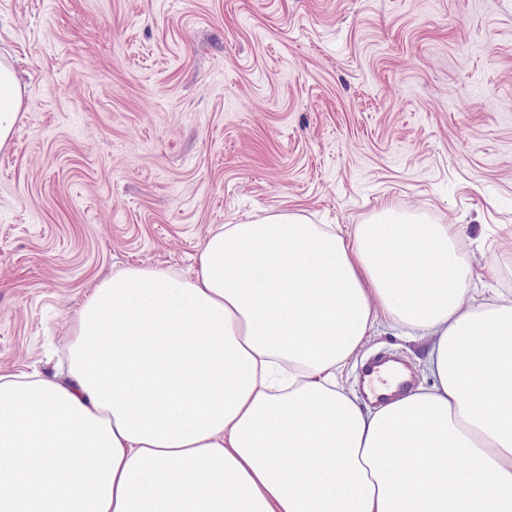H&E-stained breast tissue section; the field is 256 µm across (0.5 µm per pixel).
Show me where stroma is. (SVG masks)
<instances>
[{
  "mask_svg": "<svg viewBox=\"0 0 512 512\" xmlns=\"http://www.w3.org/2000/svg\"><path fill=\"white\" fill-rule=\"evenodd\" d=\"M28 92L0 150V366L51 349L94 280L189 270L206 230L271 210L462 225L512 300V0H0ZM433 341L382 322L341 379Z\"/></svg>",
  "mask_w": 512,
  "mask_h": 512,
  "instance_id": "stroma-1",
  "label": "stroma"
}]
</instances>
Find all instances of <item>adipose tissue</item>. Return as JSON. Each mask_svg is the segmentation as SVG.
I'll use <instances>...</instances> for the list:
<instances>
[{"label":"adipose tissue","mask_w":512,"mask_h":512,"mask_svg":"<svg viewBox=\"0 0 512 512\" xmlns=\"http://www.w3.org/2000/svg\"><path fill=\"white\" fill-rule=\"evenodd\" d=\"M25 86L0 60V149ZM453 225L222 224L188 273L128 266L68 325L58 379L0 368V512H512V302H476ZM432 387L365 411L336 376L380 320Z\"/></svg>","instance_id":"obj_1"}]
</instances>
